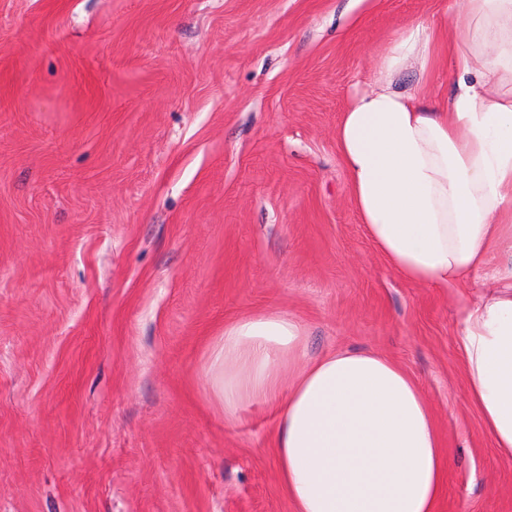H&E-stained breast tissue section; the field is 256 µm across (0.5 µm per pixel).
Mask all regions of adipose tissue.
<instances>
[{
  "label": "adipose tissue",
  "instance_id": "obj_1",
  "mask_svg": "<svg viewBox=\"0 0 512 512\" xmlns=\"http://www.w3.org/2000/svg\"><path fill=\"white\" fill-rule=\"evenodd\" d=\"M464 18L400 26L369 86L340 114L350 200L387 265L460 296L456 338L467 396L498 455L512 459V0H462ZM452 62L447 103L430 94ZM418 74L409 91L395 75ZM225 414L275 404L271 446L293 512H436L446 468L431 409L387 357L308 358L279 313L235 320L212 350Z\"/></svg>",
  "mask_w": 512,
  "mask_h": 512
}]
</instances>
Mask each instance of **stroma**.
Returning a JSON list of instances; mask_svg holds the SVG:
<instances>
[{
  "mask_svg": "<svg viewBox=\"0 0 512 512\" xmlns=\"http://www.w3.org/2000/svg\"><path fill=\"white\" fill-rule=\"evenodd\" d=\"M460 0H0V512H293L274 412L214 400L234 320L374 350L428 401L437 512H512L458 299L394 273L336 126L396 28Z\"/></svg>",
  "mask_w": 512,
  "mask_h": 512,
  "instance_id": "1",
  "label": "stroma"
}]
</instances>
